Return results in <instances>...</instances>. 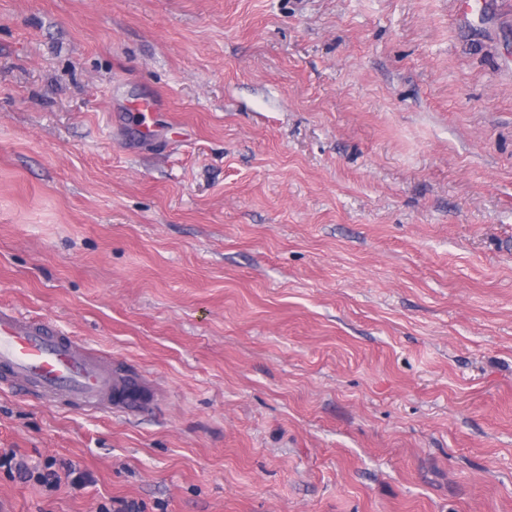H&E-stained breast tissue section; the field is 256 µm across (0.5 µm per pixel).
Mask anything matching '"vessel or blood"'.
<instances>
[{
  "mask_svg": "<svg viewBox=\"0 0 512 512\" xmlns=\"http://www.w3.org/2000/svg\"><path fill=\"white\" fill-rule=\"evenodd\" d=\"M0 390L22 391L54 408L128 415L151 398L139 378L115 370L109 354L40 318L0 306Z\"/></svg>",
  "mask_w": 512,
  "mask_h": 512,
  "instance_id": "1",
  "label": "vessel or blood"
}]
</instances>
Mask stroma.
I'll list each match as a JSON object with an SVG mask.
<instances>
[{"instance_id":"1","label":"stroma","mask_w":512,"mask_h":512,"mask_svg":"<svg viewBox=\"0 0 512 512\" xmlns=\"http://www.w3.org/2000/svg\"><path fill=\"white\" fill-rule=\"evenodd\" d=\"M456 10L0 0V305L156 388L0 392L62 466L0 512H512V0Z\"/></svg>"}]
</instances>
